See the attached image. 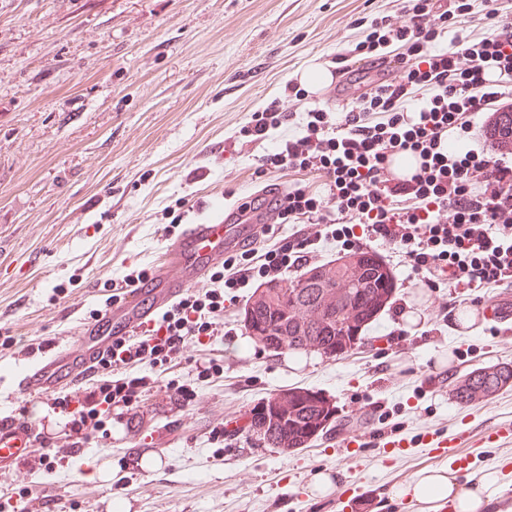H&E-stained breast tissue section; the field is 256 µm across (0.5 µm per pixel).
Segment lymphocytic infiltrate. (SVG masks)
<instances>
[{
    "label": "lymphocytic infiltrate",
    "instance_id": "1",
    "mask_svg": "<svg viewBox=\"0 0 512 512\" xmlns=\"http://www.w3.org/2000/svg\"><path fill=\"white\" fill-rule=\"evenodd\" d=\"M473 8L472 0H402L371 22L347 60L371 66L388 44H402L401 81L367 87L339 116L307 102L299 134L259 158L260 170L324 181L328 195L290 186L278 221L295 225L291 239L271 241L262 229L212 273L209 288L182 297L90 379L59 392L52 405L66 417L70 448L105 430L113 405L138 408L150 369H171L186 345L214 336L225 290L303 267L321 241L351 240V225L402 250L425 288L512 286V155L495 149L504 135L495 116L512 112V11L490 9L489 31L475 38L464 32ZM291 119L275 98L239 133L261 143ZM394 154L419 158L410 180L386 178Z\"/></svg>",
    "mask_w": 512,
    "mask_h": 512
}]
</instances>
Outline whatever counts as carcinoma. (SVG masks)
<instances>
[{
	"label": "carcinoma",
	"mask_w": 512,
	"mask_h": 512,
	"mask_svg": "<svg viewBox=\"0 0 512 512\" xmlns=\"http://www.w3.org/2000/svg\"><path fill=\"white\" fill-rule=\"evenodd\" d=\"M361 263L365 265L367 278L353 295H337V309L331 310L327 319L297 323L283 318L280 312L290 302L311 308L322 305L327 291L341 278L342 266L321 275L309 269L289 282L268 284L259 299L244 309V322L251 336L272 350L282 348L286 340L288 349L295 352L317 349L330 355L348 351L376 319L395 288L394 280L381 269L377 256L367 255ZM350 302L357 308L358 320L346 327L337 324L336 313H344ZM466 377L467 382L454 388L455 398L462 403L470 402L475 390L490 397L511 387L512 365L475 368ZM288 397L295 403L290 414L273 417L269 399L252 417L251 428L260 430L259 440L267 448L303 447L334 414L326 401L312 392L291 391Z\"/></svg>",
	"instance_id": "obj_1"
}]
</instances>
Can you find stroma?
Listing matches in <instances>:
<instances>
[{"label": "stroma", "instance_id": "1", "mask_svg": "<svg viewBox=\"0 0 512 512\" xmlns=\"http://www.w3.org/2000/svg\"><path fill=\"white\" fill-rule=\"evenodd\" d=\"M395 0H0V418L30 423L57 446L63 418L13 381L36 350L76 338L107 308L109 282L152 268L169 245L172 216L195 224L259 189L286 181L320 191L301 174L259 172L264 144L239 135L249 112L282 96L308 66L332 68L362 36L358 20L396 10ZM397 289L346 353L271 351L243 322L253 286L226 291L218 335L152 388L141 408H112V423L69 461L37 472L18 498L0 471V512H338L310 490L317 473L380 490L387 512H417L394 488L433 466L427 442L512 422V388L459 404L465 372L512 363V319L488 305L494 291L432 294L429 316L411 261L370 242ZM43 333L29 334L31 323ZM223 365L197 380L207 361ZM205 404L182 410L176 386ZM301 388L335 411L307 446L267 448L246 425L255 406ZM372 429L400 428L411 445L393 461L381 446L347 445L356 413ZM191 427H184V417ZM222 437H213L216 426ZM161 445L146 473L130 449Z\"/></svg>", "mask_w": 512, "mask_h": 512}]
</instances>
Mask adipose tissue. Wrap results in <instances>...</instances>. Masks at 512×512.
Masks as SVG:
<instances>
[{
    "instance_id": "adipose-tissue-1",
    "label": "adipose tissue",
    "mask_w": 512,
    "mask_h": 512,
    "mask_svg": "<svg viewBox=\"0 0 512 512\" xmlns=\"http://www.w3.org/2000/svg\"><path fill=\"white\" fill-rule=\"evenodd\" d=\"M502 489L497 471L485 472L481 481L461 490L456 474L448 465L430 467L420 471L413 482L399 486L396 497L404 498L422 506V512H435L439 503H452L456 512H479L483 502Z\"/></svg>"
}]
</instances>
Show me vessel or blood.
Returning a JSON list of instances; mask_svg holds the SVG:
<instances>
[{
  "instance_id": "vessel-or-blood-1",
  "label": "vessel or blood",
  "mask_w": 512,
  "mask_h": 512,
  "mask_svg": "<svg viewBox=\"0 0 512 512\" xmlns=\"http://www.w3.org/2000/svg\"><path fill=\"white\" fill-rule=\"evenodd\" d=\"M284 196L281 188L262 192L252 206L238 202L205 222L185 225L150 272L148 288L118 286L109 310L99 320L85 324L74 340L42 351L35 364L15 378L16 389L49 397L80 384L111 355L117 343L153 328L157 314L186 293L209 287L212 270L262 225L272 223ZM34 442L30 426L0 419V471H9L14 484L30 481L26 462ZM336 504L339 512H374L377 498L342 485L336 491Z\"/></svg>"
}]
</instances>
